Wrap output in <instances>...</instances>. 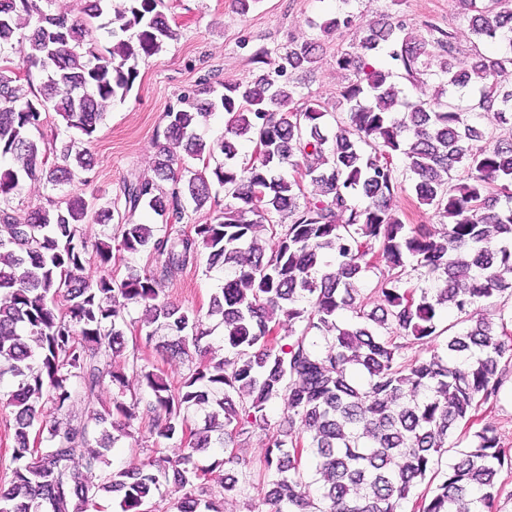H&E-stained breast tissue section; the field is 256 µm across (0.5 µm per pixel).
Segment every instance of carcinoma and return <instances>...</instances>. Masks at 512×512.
Segmentation results:
<instances>
[{
  "label": "carcinoma",
  "instance_id": "obj_1",
  "mask_svg": "<svg viewBox=\"0 0 512 512\" xmlns=\"http://www.w3.org/2000/svg\"><path fill=\"white\" fill-rule=\"evenodd\" d=\"M81 2L73 18L51 12L53 0H0V382L14 386L0 404L14 440L0 512H89L110 496L120 512H149L162 478L177 493L176 512H223L214 487L237 491L248 466L238 448L258 432L267 437L258 476L268 512H404L410 501L415 512H495L498 475L512 472V456L494 424L475 431L447 469L439 463L455 428L497 401L512 372L511 333L491 321L455 330L481 300L512 299V84L503 83L512 0H457L476 38L466 55L451 31L425 39L403 34L399 21L367 27L356 50L336 55L352 78L337 92L345 115L331 135L322 101L298 96L289 78L317 62L315 42L274 60L255 54L266 69L220 95L199 80L165 112L153 176L120 187L126 216L146 206L163 226L126 220L117 236L110 201L93 209L49 200L24 217L12 206L29 182H90L93 155L70 135L44 141L47 114L92 139L133 90L138 60L176 37L164 0ZM109 10L103 45L92 24ZM397 78L433 79L438 90L402 102ZM215 112L230 116L229 128L208 143L195 129ZM482 114L492 127L472 122ZM243 140L255 158L242 168ZM404 177L441 227L403 222L394 199ZM188 200L209 221L187 233ZM85 224L105 230L91 239ZM260 226L266 241L255 236ZM118 254L151 262L118 278L106 270ZM203 254L207 269L225 271L204 316L162 289ZM412 263L436 285L403 287ZM91 264L100 273L82 275ZM379 264L380 304L367 311L356 305V281ZM132 304L142 307L137 320ZM447 309L457 319L443 326ZM343 310L358 321L341 326ZM205 316L224 324L220 357L206 342ZM133 328L144 349L192 363L175 384L137 367L150 391L143 406L125 399L126 375L112 364ZM441 336L443 355L404 354ZM77 392L85 414L76 418ZM279 400L286 416L274 422L267 408ZM47 405L57 414L50 422ZM192 409L205 411L203 424L189 419ZM142 412L156 437L180 442L176 458L89 480ZM216 444L221 455L199 466L196 457ZM307 455L315 500L301 474Z\"/></svg>",
  "mask_w": 512,
  "mask_h": 512
}]
</instances>
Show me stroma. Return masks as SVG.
<instances>
[{
    "label": "stroma",
    "instance_id": "1",
    "mask_svg": "<svg viewBox=\"0 0 512 512\" xmlns=\"http://www.w3.org/2000/svg\"><path fill=\"white\" fill-rule=\"evenodd\" d=\"M166 13L177 37L159 54L140 60V77L125 102L115 104L95 134L88 150L97 164L89 185L69 186L86 201L114 197L124 179L150 174L154 136L163 129L169 105L187 94L196 82L209 78L215 89L225 83L249 81L260 68L253 55L270 54L315 38L318 61L310 72L293 74L301 94L320 97L327 105L328 126H335L343 110L336 90L346 73L337 71L338 52L353 49L368 24L389 16L404 21L412 36H428L430 28L453 30L461 52L472 48L466 14L456 0H259L255 9L240 15L234 0H165ZM339 12L355 17L351 29L323 35L320 24ZM224 274L205 266L172 274L165 282L169 300L185 308L207 309ZM156 438L147 423L136 424L133 438L121 439L108 454L111 469L152 457Z\"/></svg>",
    "mask_w": 512,
    "mask_h": 512
}]
</instances>
